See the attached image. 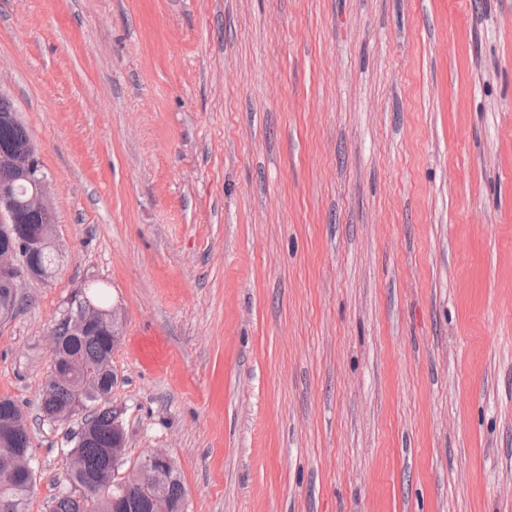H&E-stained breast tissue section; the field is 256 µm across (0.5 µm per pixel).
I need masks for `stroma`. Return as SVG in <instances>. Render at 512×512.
Segmentation results:
<instances>
[{
    "mask_svg": "<svg viewBox=\"0 0 512 512\" xmlns=\"http://www.w3.org/2000/svg\"><path fill=\"white\" fill-rule=\"evenodd\" d=\"M0 94L59 247L0 322L26 512L70 489L38 398L94 283L126 460L187 512H512V0H0ZM176 475L177 467L169 453L163 448H152L124 473H118V484L136 485L151 491L155 496L161 494ZM184 497L183 484L180 478H176L166 490L167 506L170 509L174 508Z\"/></svg>",
    "mask_w": 512,
    "mask_h": 512,
    "instance_id": "1",
    "label": "stroma"
}]
</instances>
